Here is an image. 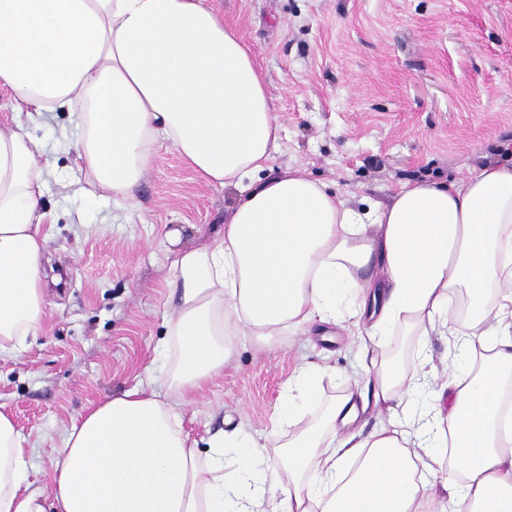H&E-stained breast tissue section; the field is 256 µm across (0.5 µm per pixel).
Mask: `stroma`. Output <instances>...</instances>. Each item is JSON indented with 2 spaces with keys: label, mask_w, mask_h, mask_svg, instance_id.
I'll return each mask as SVG.
<instances>
[{
  "label": "stroma",
  "mask_w": 512,
  "mask_h": 512,
  "mask_svg": "<svg viewBox=\"0 0 512 512\" xmlns=\"http://www.w3.org/2000/svg\"><path fill=\"white\" fill-rule=\"evenodd\" d=\"M234 25L268 81L280 126L273 167H302L352 202L386 203L406 182L466 178L512 160V0H209ZM54 221L46 311L15 359H0V406L33 447L30 481L50 487L65 432L94 404L134 386L156 357L169 313L175 250L202 247L239 201L163 146L133 206L65 189L81 130L68 109L32 123ZM221 377L172 396L182 429L206 442L240 428L263 435L297 366H329L321 395L364 383L367 362L340 324L260 340L235 336ZM448 339L394 332L384 360Z\"/></svg>",
  "instance_id": "obj_1"
}]
</instances>
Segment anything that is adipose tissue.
<instances>
[{
    "label": "adipose tissue",
    "instance_id": "1",
    "mask_svg": "<svg viewBox=\"0 0 512 512\" xmlns=\"http://www.w3.org/2000/svg\"><path fill=\"white\" fill-rule=\"evenodd\" d=\"M0 87L26 114L0 123V358L21 354L46 307L51 226L31 121L70 110L81 194L132 203L166 144L242 194L209 245L175 254L164 387L148 365L144 384L89 408L49 488L28 482L27 439L0 407V512H512V164L409 182L384 206L292 166L260 179L279 147L267 81L207 0H0ZM343 310L365 353L405 329L481 360L431 394L425 363L371 364L389 421L369 432L353 392L321 401L324 371L302 368L275 411L276 447L237 430L204 455L183 434L168 394L221 375L235 335Z\"/></svg>",
    "mask_w": 512,
    "mask_h": 512
}]
</instances>
